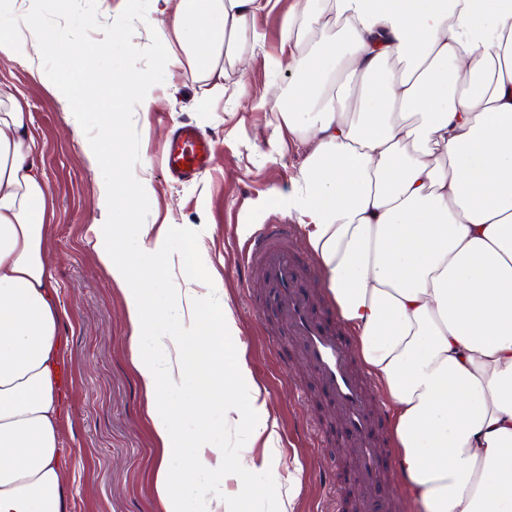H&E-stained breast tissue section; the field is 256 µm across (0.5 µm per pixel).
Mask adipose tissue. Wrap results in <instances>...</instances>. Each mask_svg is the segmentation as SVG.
Masks as SVG:
<instances>
[{"instance_id": "obj_1", "label": "adipose tissue", "mask_w": 512, "mask_h": 512, "mask_svg": "<svg viewBox=\"0 0 512 512\" xmlns=\"http://www.w3.org/2000/svg\"><path fill=\"white\" fill-rule=\"evenodd\" d=\"M156 2L169 57L220 94L272 0ZM2 12L12 24L0 53L69 96V82L41 66L50 37L33 0H0ZM331 25L334 38L301 46V30ZM282 37L270 68L298 82L275 98L270 145L304 149L288 215L394 407L404 482L424 512H512V0H320L288 13ZM42 151L27 103L0 87V512H69L71 502L56 375L65 312L48 260ZM146 190L113 172L101 217L119 207L135 219ZM96 251L123 290L162 445L164 512H187L192 496L208 512H241L260 492L252 473L280 452L230 301L206 303L191 288L160 300L162 237L142 234L131 258L112 231ZM185 391L190 402L171 404ZM216 407L247 445L263 444L261 458L215 447L202 420Z\"/></svg>"}]
</instances>
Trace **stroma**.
I'll return each instance as SVG.
<instances>
[{
	"mask_svg": "<svg viewBox=\"0 0 512 512\" xmlns=\"http://www.w3.org/2000/svg\"><path fill=\"white\" fill-rule=\"evenodd\" d=\"M295 6L296 0H278L272 12L256 16L258 37L243 47L245 65L226 68L224 95H215L188 67L167 65L163 83L154 87L156 102L133 112L140 134L135 175L149 184L138 221L126 223L119 210L111 217L133 252L143 228L167 226L166 263L156 287L189 282L202 294L223 289L230 300L251 375L266 393L280 437L279 467L260 474L268 489L246 503V512H274L296 466L300 488L292 512H336L329 481L354 472L355 450L332 399L289 335L262 273L244 271L241 256L253 227L287 221L284 201L302 160L300 147L277 152L268 144L280 120L275 96L295 77L273 73L267 60L279 55L281 22ZM0 84L28 104L31 129L45 145L38 164L55 202L48 237L57 297L67 314L62 364L72 380L62 390L60 444L69 457L71 512H163L154 488L161 448L132 363L123 293L96 252L101 174L84 158L85 135L69 125L67 103L25 61L0 54ZM183 123L216 144L208 169L189 182L172 179L162 164L166 142ZM291 245L307 261L317 313L340 325L301 236L293 235Z\"/></svg>",
	"mask_w": 512,
	"mask_h": 512,
	"instance_id": "stroma-1",
	"label": "stroma"
}]
</instances>
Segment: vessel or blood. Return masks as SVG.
<instances>
[{
	"mask_svg": "<svg viewBox=\"0 0 512 512\" xmlns=\"http://www.w3.org/2000/svg\"><path fill=\"white\" fill-rule=\"evenodd\" d=\"M215 146L192 125L179 127L164 153L168 173L190 181L202 173ZM292 227L262 224L250 234L247 266L262 267L273 299L288 321V331L302 343L341 417L342 429L356 448L355 480L362 489L361 512H387L389 501L376 489L395 488L396 475L381 465L384 443L367 382L339 331L329 329L315 315L313 301L303 285V261L291 248Z\"/></svg>",
	"mask_w": 512,
	"mask_h": 512,
	"instance_id": "1",
	"label": "vessel or blood"
}]
</instances>
